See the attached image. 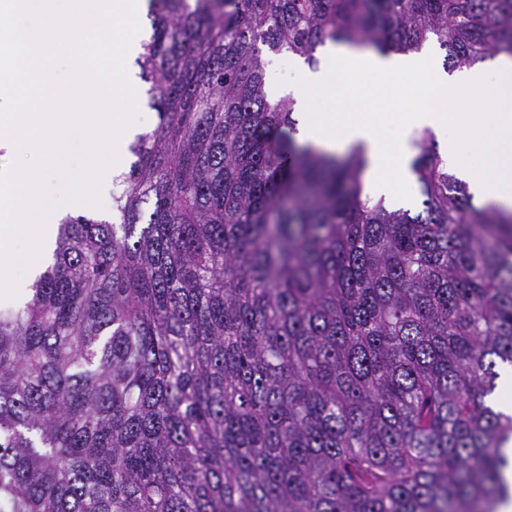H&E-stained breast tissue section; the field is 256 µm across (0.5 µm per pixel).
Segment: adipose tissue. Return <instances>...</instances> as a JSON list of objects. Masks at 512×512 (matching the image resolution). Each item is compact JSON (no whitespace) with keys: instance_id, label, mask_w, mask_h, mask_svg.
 I'll return each instance as SVG.
<instances>
[{"instance_id":"1","label":"adipose tissue","mask_w":512,"mask_h":512,"mask_svg":"<svg viewBox=\"0 0 512 512\" xmlns=\"http://www.w3.org/2000/svg\"><path fill=\"white\" fill-rule=\"evenodd\" d=\"M357 60L374 94L389 97L394 81L422 71L425 55L415 52L379 54L346 45H329L318 68L296 60L301 88L338 97L341 65ZM433 84L443 101L403 112L297 113V137L329 154H344L363 147L365 186L389 205L406 203L413 195L411 166L417 131L428 129L437 137L449 167L467 182L476 202L492 211L512 212V55L501 54L448 74L434 71ZM488 89L490 107L478 105L474 93Z\"/></svg>"}]
</instances>
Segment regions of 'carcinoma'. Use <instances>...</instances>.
I'll list each match as a JSON object with an SVG mask.
<instances>
[{"instance_id": "obj_1", "label": "carcinoma", "mask_w": 512, "mask_h": 512, "mask_svg": "<svg viewBox=\"0 0 512 512\" xmlns=\"http://www.w3.org/2000/svg\"><path fill=\"white\" fill-rule=\"evenodd\" d=\"M157 126L120 223L65 217L31 298L0 304V512H495L512 367V216L434 134L422 209L365 159L295 139L263 51L435 42L512 54V0H150Z\"/></svg>"}]
</instances>
